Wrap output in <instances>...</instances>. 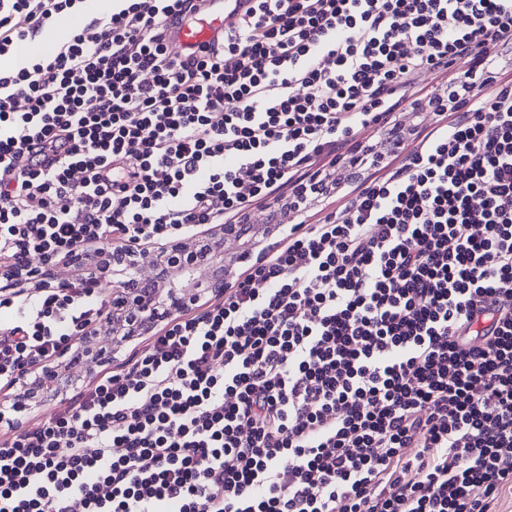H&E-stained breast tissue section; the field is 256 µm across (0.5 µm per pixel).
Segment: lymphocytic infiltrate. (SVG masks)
I'll list each match as a JSON object with an SVG mask.
<instances>
[{
	"label": "lymphocytic infiltrate",
	"mask_w": 512,
	"mask_h": 512,
	"mask_svg": "<svg viewBox=\"0 0 512 512\" xmlns=\"http://www.w3.org/2000/svg\"><path fill=\"white\" fill-rule=\"evenodd\" d=\"M83 2L0 0V56ZM198 9L117 0L0 70V269L339 205L222 299L160 318L64 412L21 432L0 413V512H498L512 0H246L172 56L167 31ZM426 72L450 78L420 99ZM408 99L436 125L392 169L362 133L400 144ZM0 307L1 386L103 313L78 280Z\"/></svg>",
	"instance_id": "obj_1"
}]
</instances>
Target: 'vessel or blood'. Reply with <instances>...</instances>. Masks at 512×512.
Wrapping results in <instances>:
<instances>
[{
    "mask_svg": "<svg viewBox=\"0 0 512 512\" xmlns=\"http://www.w3.org/2000/svg\"><path fill=\"white\" fill-rule=\"evenodd\" d=\"M244 6V0H203L198 18L173 30L170 51L178 54L184 48L197 47L208 42L215 34L233 23Z\"/></svg>",
    "mask_w": 512,
    "mask_h": 512,
    "instance_id": "b4317fda",
    "label": "vessel or blood"
}]
</instances>
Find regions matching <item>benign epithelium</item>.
<instances>
[{"label": "benign epithelium", "instance_id": "1", "mask_svg": "<svg viewBox=\"0 0 512 512\" xmlns=\"http://www.w3.org/2000/svg\"><path fill=\"white\" fill-rule=\"evenodd\" d=\"M238 225L217 224L206 232V242L211 250L203 260L198 258L197 248L182 239L167 241L161 245L152 246L155 264L164 265L169 277L164 284L153 286L155 278L144 275L141 268V250L121 246L112 247L108 252V270L112 279L105 281L100 272L83 265L79 256L63 262H43L32 268L25 265L22 270L29 273V280L23 277L11 278L6 286L14 287L30 283L35 288L44 286L64 287L69 279L64 276V270L73 267L82 270L81 281L89 288H98L103 284L112 288V311L105 324L109 330L96 332L79 342V348L85 353L82 370L89 373V366L100 361V338L110 340L108 356L117 354L124 343L121 336L125 335V327L134 324L144 327L151 322V316L162 312L167 314L181 311L197 303L202 292L216 296L224 294V265L217 260L224 258V241L238 238ZM208 265L211 276L201 281L196 272L202 265ZM70 352H64L53 360H46L24 367L17 380L18 392L7 399L13 411L21 412L29 406L28 395L32 389L31 380H36L39 391L46 397L55 399L63 396L67 388L74 386L80 380V375L74 373L68 366Z\"/></svg>", "mask_w": 512, "mask_h": 512}]
</instances>
